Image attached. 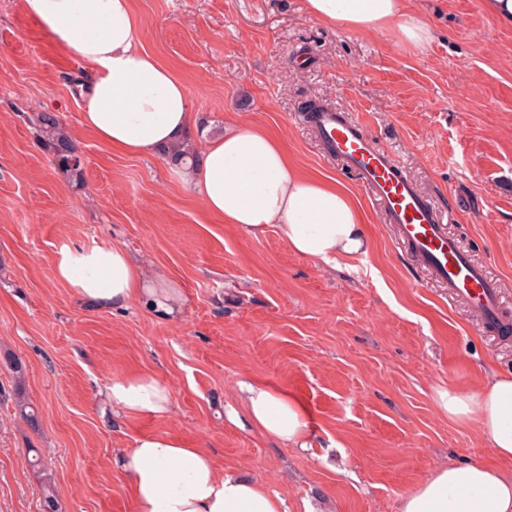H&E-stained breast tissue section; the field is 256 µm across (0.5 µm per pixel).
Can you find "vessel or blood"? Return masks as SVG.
<instances>
[{
  "label": "vessel or blood",
  "instance_id": "vessel-or-blood-1",
  "mask_svg": "<svg viewBox=\"0 0 512 512\" xmlns=\"http://www.w3.org/2000/svg\"><path fill=\"white\" fill-rule=\"evenodd\" d=\"M312 124L328 152L340 158L378 203L384 223L395 225L413 262L424 268L453 296L464 299L484 328L501 319L504 295L498 279L461 249L403 167L377 148L362 122L326 109Z\"/></svg>",
  "mask_w": 512,
  "mask_h": 512
}]
</instances>
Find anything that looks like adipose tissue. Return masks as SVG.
Listing matches in <instances>:
<instances>
[{
	"instance_id": "adipose-tissue-1",
	"label": "adipose tissue",
	"mask_w": 512,
	"mask_h": 512,
	"mask_svg": "<svg viewBox=\"0 0 512 512\" xmlns=\"http://www.w3.org/2000/svg\"><path fill=\"white\" fill-rule=\"evenodd\" d=\"M24 13L70 58L88 66L91 85L81 123L119 151L151 157L183 142L191 100L178 74L143 45L132 0H21ZM313 17L361 33L389 36L424 51L436 38L412 0H306ZM181 175L206 210L257 236L276 227L296 254L336 263L365 255L370 242L359 207L336 179L302 172L280 141L231 124L209 136L194 167ZM56 273L81 300L100 309L139 301L173 317L182 292L169 277L146 276L119 247L62 248ZM250 426L291 448L310 446L307 411L288 391L260 380L240 384ZM116 417L157 418L171 407L167 384L153 374L112 378L103 392ZM440 412L475 425L497 464L473 461L440 468L405 496L400 512H512V372H490L474 392L441 385ZM127 477L135 512H287L284 500L238 469L220 468L202 448L143 434L115 460Z\"/></svg>"
}]
</instances>
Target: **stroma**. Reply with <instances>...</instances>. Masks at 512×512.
I'll return each mask as SVG.
<instances>
[{"label": "stroma", "mask_w": 512, "mask_h": 512, "mask_svg": "<svg viewBox=\"0 0 512 512\" xmlns=\"http://www.w3.org/2000/svg\"><path fill=\"white\" fill-rule=\"evenodd\" d=\"M484 2L414 0L437 34L419 53L314 18L306 0H134L145 48L189 87L196 148L229 122L267 129L301 170L355 195L371 251L331 266L276 229L253 237L222 223L162 157L112 151L85 131L89 72L20 0H0V512H44L48 487L58 512H134L113 461L143 434L207 449L265 481L288 512H400L439 468L491 460L477 427L449 421L433 391L512 371V330L486 333L465 300L412 267L304 112L320 102L367 124L500 280L512 327V27ZM42 111L83 154L81 184L37 140L29 118ZM112 245L180 283L178 316L136 301L102 310L57 279L61 247ZM143 373L169 385V413H106L112 377ZM245 377L301 400L314 448L229 421ZM21 398L36 423L21 418ZM33 448L42 467L29 465Z\"/></svg>", "instance_id": "stroma-1"}]
</instances>
